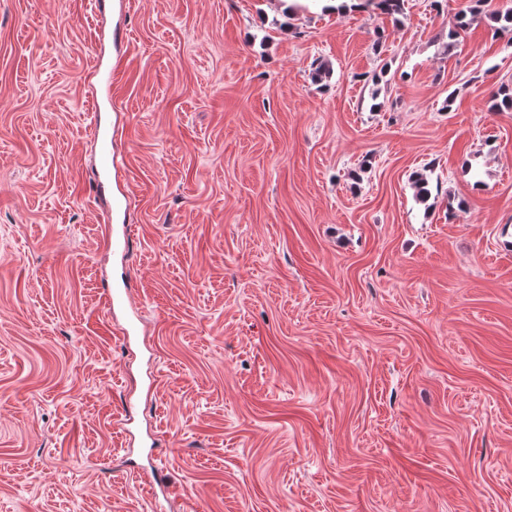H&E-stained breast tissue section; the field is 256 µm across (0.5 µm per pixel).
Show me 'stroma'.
<instances>
[{"mask_svg":"<svg viewBox=\"0 0 512 512\" xmlns=\"http://www.w3.org/2000/svg\"><path fill=\"white\" fill-rule=\"evenodd\" d=\"M509 9L0 0V512H512Z\"/></svg>","mask_w":512,"mask_h":512,"instance_id":"obj_1","label":"stroma"}]
</instances>
